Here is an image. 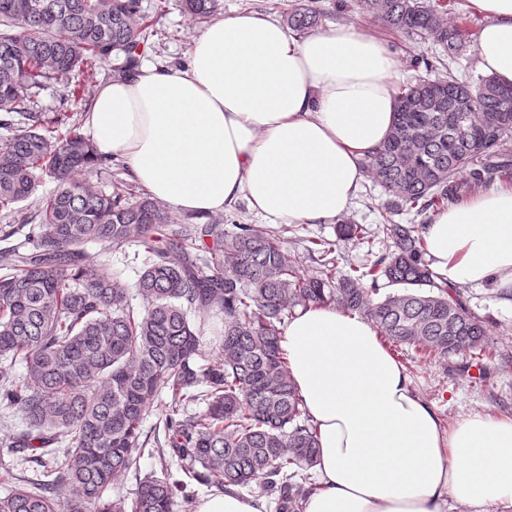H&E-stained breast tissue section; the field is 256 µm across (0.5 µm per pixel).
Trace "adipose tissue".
Masks as SVG:
<instances>
[{
    "mask_svg": "<svg viewBox=\"0 0 512 512\" xmlns=\"http://www.w3.org/2000/svg\"><path fill=\"white\" fill-rule=\"evenodd\" d=\"M469 2L486 18L479 71L512 87V0ZM396 72L388 45L356 27L298 38L243 12L194 39L187 70L102 85L86 126L176 211L244 198L274 224H324L352 206L361 158L392 130ZM424 237L446 282L512 292V188L441 211ZM280 346L319 439L305 512H512V417L444 422L358 312L298 309Z\"/></svg>",
    "mask_w": 512,
    "mask_h": 512,
    "instance_id": "ef3b65f1",
    "label": "adipose tissue"
}]
</instances>
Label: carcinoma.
Instances as JSON below:
<instances>
[{
	"label": "carcinoma",
	"mask_w": 512,
	"mask_h": 512,
	"mask_svg": "<svg viewBox=\"0 0 512 512\" xmlns=\"http://www.w3.org/2000/svg\"><path fill=\"white\" fill-rule=\"evenodd\" d=\"M393 32L431 38L452 63L472 42L455 0H359ZM206 22L220 0H185ZM288 27L318 24L315 10L296 5ZM152 36L141 0H0V211L30 197L46 175L56 187L29 217L33 250L0 248V357L26 366L22 379L0 377V402L25 428L0 461V512H191L193 484L217 490L257 484L276 512H304L308 491L294 481L317 465L319 443L280 347V325L297 308L334 306L359 312L390 345L411 347L426 361L489 353L485 322L461 292L436 282L426 242L413 224L384 218L385 254L345 263L340 242L369 247L361 224H339L336 239L312 238L308 272L282 235L257 224L224 232L215 224H178L137 187L109 191L87 177L112 168L95 153L67 112H40L36 97L75 71L128 78L138 47ZM512 88L490 77L478 83L421 80L398 94L394 127L362 161L399 211L425 216L462 194L508 180ZM133 238L153 243L154 259L133 305L85 253ZM397 290L379 296L381 289ZM217 356L202 364L211 319ZM169 396L165 440L152 453L174 458L183 478L151 476L131 497H112L115 477L137 467L148 444L143 421L156 394ZM204 405L187 413L191 405ZM36 468H31V465ZM33 469L35 476L27 475Z\"/></svg>",
	"instance_id": "cac0c4a2"
}]
</instances>
